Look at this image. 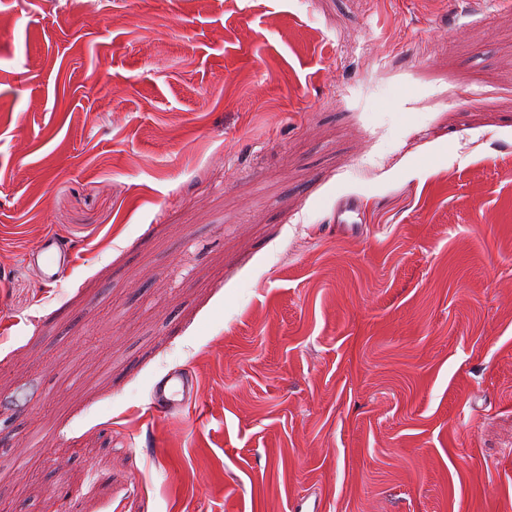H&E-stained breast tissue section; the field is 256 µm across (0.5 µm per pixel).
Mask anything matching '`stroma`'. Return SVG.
I'll list each match as a JSON object with an SVG mask.
<instances>
[{
  "label": "stroma",
  "instance_id": "35a3bbf8",
  "mask_svg": "<svg viewBox=\"0 0 512 512\" xmlns=\"http://www.w3.org/2000/svg\"><path fill=\"white\" fill-rule=\"evenodd\" d=\"M314 498L512 512V0H0V502ZM25 256L45 284L58 283L73 263L72 253L53 233L45 234ZM197 398L198 388L192 374L184 368L175 367L153 384L149 409L161 416L175 415L196 402Z\"/></svg>",
  "mask_w": 512,
  "mask_h": 512
}]
</instances>
